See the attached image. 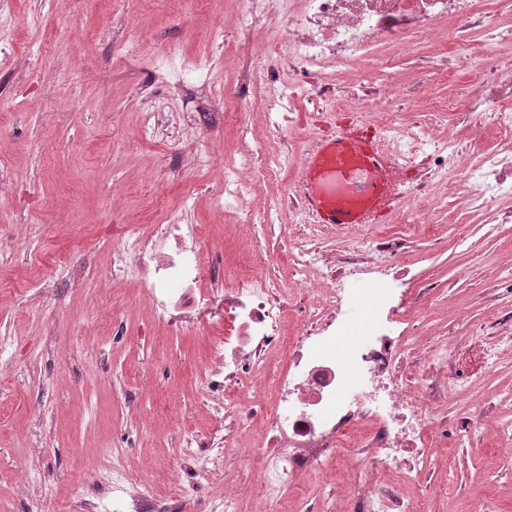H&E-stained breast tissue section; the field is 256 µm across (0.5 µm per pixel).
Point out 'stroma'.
Returning a JSON list of instances; mask_svg holds the SVG:
<instances>
[{
	"label": "stroma",
	"instance_id": "obj_1",
	"mask_svg": "<svg viewBox=\"0 0 512 512\" xmlns=\"http://www.w3.org/2000/svg\"><path fill=\"white\" fill-rule=\"evenodd\" d=\"M14 11L27 70L18 82L0 71V173L23 182L0 197V362L9 367L0 388V473L26 478L43 512H54L79 501L77 474L130 430L136 441L124 460L146 469L166 462L201 510L216 487L195 473L180 436L208 423L192 386L205 341L158 327L141 336L140 310L126 316L124 342L113 343L112 307L92 289L112 264L113 225L162 218L153 208L113 209V192L133 201L151 194L178 208L199 179L169 171L196 104L176 102L178 121L146 141L134 90L151 79L162 51L189 62L214 54L207 34L218 16L209 0H122L117 8L110 0H14ZM35 11L42 23L32 27ZM145 169L153 187L140 181ZM20 216L35 227L24 252L14 247ZM466 220L449 223L439 206L433 228L410 236L398 260L431 288L432 329L450 337L479 325L512 328V223L484 224L474 213ZM60 251L70 269L51 266ZM510 395L512 357L465 398L449 400V425L483 412L490 429L478 451L447 447L433 456L421 475L431 489L422 512H512V440L498 431L512 422L502 402Z\"/></svg>",
	"mask_w": 512,
	"mask_h": 512
}]
</instances>
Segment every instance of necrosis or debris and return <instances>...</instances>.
Here are the masks:
<instances>
[{
    "mask_svg": "<svg viewBox=\"0 0 512 512\" xmlns=\"http://www.w3.org/2000/svg\"><path fill=\"white\" fill-rule=\"evenodd\" d=\"M274 17L261 61L239 68L231 97L247 96L267 117L262 138L237 121V159L225 164L187 143L175 173L207 171L216 209L246 207V224H276L289 210L288 240L278 248L254 242L251 274L229 278L221 253L210 251L199 225L185 209L164 221L125 226L112 242V268L100 281L111 301L126 283H136L155 322L175 334L205 336L204 363L196 374L201 404L214 413L211 427L182 438L196 471L223 477L235 461L240 480L272 512L303 490L311 472L353 468V491L336 503L317 488L318 506L305 512H421L405 485L415 483L434 449L473 442L486 427L483 416L444 421L450 397L465 393L474 373L459 357L460 337L430 335L420 348L415 326L428 325V290L392 275L395 258L416 224H428L439 202L436 187L449 183L458 211H477L483 223L500 224L502 199L512 197V0H243L225 14L217 31L250 29L256 17ZM423 42L437 44L430 64L448 75V109L458 116L446 134H436L420 102L434 95L429 80L383 79L371 97L349 100L359 120L377 133L395 171L416 168L417 183L401 189L402 222L374 224L359 243L329 258L298 190L305 156L319 139L300 108L313 98L342 102L335 77L359 67L383 43L407 54ZM478 66V78L460 89L456 77ZM293 81L282 86V72ZM195 69L163 54L157 76L141 87L140 134L152 138L168 119L177 86H191L206 106L197 118L223 124L213 103L221 72L195 83ZM288 262L297 297L285 296L270 275ZM302 324L282 329L288 308ZM356 309L361 322L347 316ZM353 336L344 358L337 337ZM284 353L285 368L268 365ZM112 496L85 501L76 512H187L189 489L175 483L157 496L139 471L112 457Z\"/></svg>",
    "mask_w": 512,
    "mask_h": 512,
    "instance_id": "1",
    "label": "necrosis or debris"
}]
</instances>
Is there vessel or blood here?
I'll return each mask as SVG.
<instances>
[{
    "mask_svg": "<svg viewBox=\"0 0 512 512\" xmlns=\"http://www.w3.org/2000/svg\"><path fill=\"white\" fill-rule=\"evenodd\" d=\"M389 160L377 142L354 133L314 145L305 156L300 186L315 223L338 229L369 223L375 213L394 210Z\"/></svg>",
    "mask_w": 512,
    "mask_h": 512,
    "instance_id": "vessel-or-blood-1",
    "label": "vessel or blood"
}]
</instances>
